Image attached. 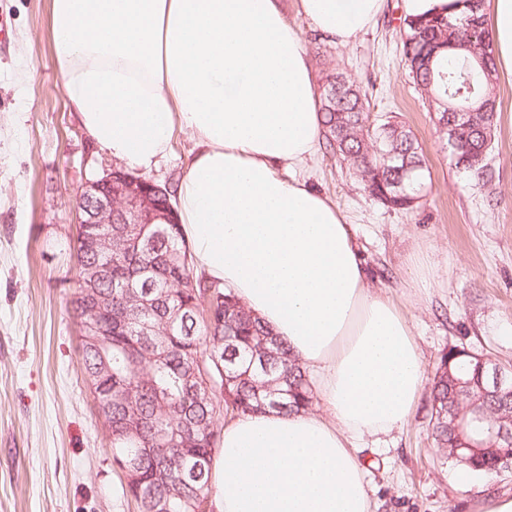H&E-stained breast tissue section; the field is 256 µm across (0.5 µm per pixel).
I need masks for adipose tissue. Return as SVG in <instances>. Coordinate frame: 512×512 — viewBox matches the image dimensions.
I'll return each mask as SVG.
<instances>
[{
	"label": "adipose tissue",
	"mask_w": 512,
	"mask_h": 512,
	"mask_svg": "<svg viewBox=\"0 0 512 512\" xmlns=\"http://www.w3.org/2000/svg\"><path fill=\"white\" fill-rule=\"evenodd\" d=\"M63 91L92 140L148 171L175 129L197 151L176 199L199 273L232 289L312 376L324 410L225 424L217 512H371L357 444L409 417L422 391L412 329L371 292L336 204L281 175L322 138L319 91L281 0H53ZM383 0H296L347 45ZM498 68L512 75V0H490Z\"/></svg>",
	"instance_id": "1"
}]
</instances>
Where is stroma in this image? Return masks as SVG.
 Masks as SVG:
<instances>
[{
  "label": "stroma",
  "mask_w": 512,
  "mask_h": 512,
  "mask_svg": "<svg viewBox=\"0 0 512 512\" xmlns=\"http://www.w3.org/2000/svg\"><path fill=\"white\" fill-rule=\"evenodd\" d=\"M284 8L315 76L343 72L367 90L372 115L397 113L428 168L410 212L375 203L321 149L292 174L352 224L368 283L405 315L426 379L461 343L512 366V75L498 78L492 175H469L443 149L401 62V0H384L347 45L316 38L295 0ZM52 10V0H0L10 36L0 51V512H136L119 492L125 481L85 378L73 304L76 195L113 160L68 105ZM194 150L189 134L175 132L171 155L148 178L173 188ZM431 432L425 389L401 428L360 442L372 512H484L487 497L512 494V471L460 486Z\"/></svg>",
  "instance_id": "35a3bbf8"
}]
</instances>
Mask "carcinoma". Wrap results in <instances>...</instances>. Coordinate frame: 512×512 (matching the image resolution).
Here are the masks:
<instances>
[{"mask_svg":"<svg viewBox=\"0 0 512 512\" xmlns=\"http://www.w3.org/2000/svg\"><path fill=\"white\" fill-rule=\"evenodd\" d=\"M456 18L406 17L400 30L404 63L448 140L445 114L466 102L472 121L457 125L455 166L481 174L498 125L497 70L483 5L465 0ZM322 143L361 181L368 195L397 211L418 207L426 180L418 140L400 117L386 113L367 126L368 94L342 72L326 75L320 92ZM78 279L112 264V322L85 314L78 289L82 364L97 400L108 407L113 465L137 512H194L211 499L212 458L223 420L263 410L312 408L306 368L259 318L217 282L197 274L181 224H114L112 244L79 246ZM431 387L432 437L440 458L458 462L460 439L440 420L448 408L465 411L456 381L478 376L457 345L443 354ZM493 420L512 421V402L493 400ZM511 448L479 450L465 467L493 477ZM137 462L128 469L127 463Z\"/></svg>","mask_w":512,"mask_h":512,"instance_id":"1","label":"carcinoma"}]
</instances>
